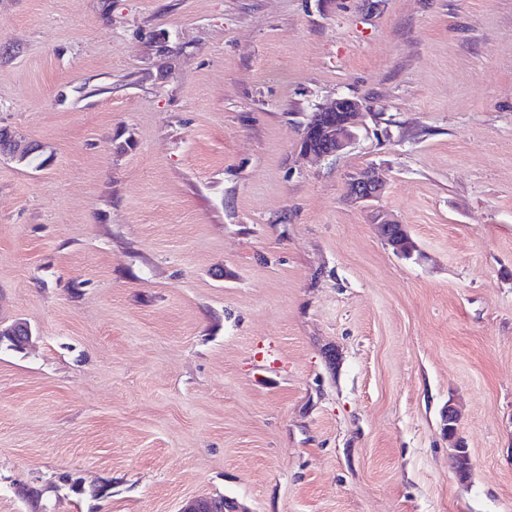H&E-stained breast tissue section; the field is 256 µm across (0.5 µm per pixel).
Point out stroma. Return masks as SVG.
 I'll list each match as a JSON object with an SVG mask.
<instances>
[{
	"instance_id": "obj_1",
	"label": "stroma",
	"mask_w": 512,
	"mask_h": 512,
	"mask_svg": "<svg viewBox=\"0 0 512 512\" xmlns=\"http://www.w3.org/2000/svg\"><path fill=\"white\" fill-rule=\"evenodd\" d=\"M0 126V512H512V0H0ZM314 113L303 129L300 153L317 159L344 153L354 143L364 114L361 102L350 97H338ZM385 190L384 183L378 177L375 168L366 167L348 175L346 194L355 204L371 208V222L375 224L380 236L393 251L402 256L413 251L406 235V225L388 212L375 208L373 202L378 201ZM407 248L410 251H407Z\"/></svg>"
}]
</instances>
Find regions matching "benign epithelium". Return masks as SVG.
<instances>
[{"label":"benign epithelium","mask_w":512,"mask_h":512,"mask_svg":"<svg viewBox=\"0 0 512 512\" xmlns=\"http://www.w3.org/2000/svg\"><path fill=\"white\" fill-rule=\"evenodd\" d=\"M363 106L355 98L338 97L329 107L319 108L315 117L305 125L300 153L307 157L323 159L344 153L355 141L362 124ZM19 156L17 135L10 129L0 132V157ZM385 190L375 168L366 167L348 175L346 194L359 205L371 208V222L380 236L398 255L407 254L411 243L407 239L406 225L388 212L373 205ZM8 336L14 343L25 346L31 338L27 324L19 322L0 330V339Z\"/></svg>","instance_id":"7a95c632"}]
</instances>
